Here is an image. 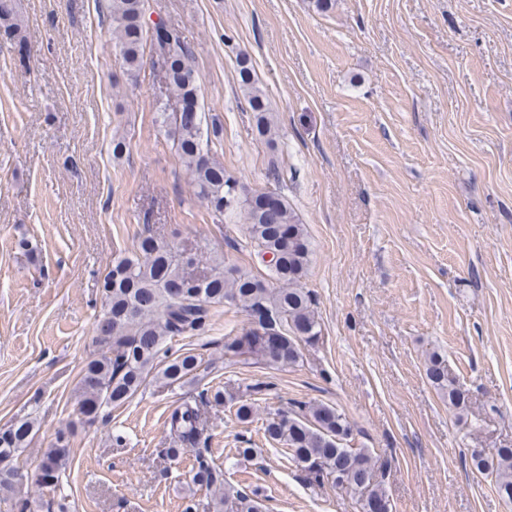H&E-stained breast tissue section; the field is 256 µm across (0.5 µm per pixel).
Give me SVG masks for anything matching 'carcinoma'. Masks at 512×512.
Listing matches in <instances>:
<instances>
[{
    "label": "carcinoma",
    "mask_w": 512,
    "mask_h": 512,
    "mask_svg": "<svg viewBox=\"0 0 512 512\" xmlns=\"http://www.w3.org/2000/svg\"><path fill=\"white\" fill-rule=\"evenodd\" d=\"M112 34L126 71H139L144 47L149 45L167 65L166 76L180 102L190 112H161L160 123L167 128L179 158L191 178L195 196L212 213L240 216L248 224V237L255 254L273 275L269 282L241 268L224 269L219 254L210 258V272L195 277L186 272L192 259L149 232L139 237L136 249L119 257L103 283L104 299L97 319V353L85 364L78 384V422L56 432L55 441L42 453L40 488L59 493V509L65 508L63 478L71 462V436L77 424H91L99 415L124 405L150 380L169 384L198 382L200 362L187 351L168 355L167 340L192 336L203 330L209 307L226 300L237 305L251 319L242 335L224 342V355L250 356L269 366H295L302 361V349L317 343L322 327L311 291L299 287L310 264V249L304 225L288 199L273 192L237 195L239 181L224 165L211 157L214 140L222 126L217 118L206 117L199 104V80L194 53L175 27L159 22L148 27L144 21L145 0H109ZM0 30L18 53L27 39L15 22L14 4L0 2ZM239 88L254 114L259 136L273 139L275 123L267 97L255 77L251 56H236ZM425 374L448 407L462 418L468 394L437 350L427 353ZM176 446L167 456L176 460L181 446L196 443L203 430L199 402L184 401L168 420ZM36 434V422L23 418L0 427V502L11 512H25L21 497L24 479L18 476V456ZM266 436L285 447L295 467L323 478L338 489L349 491L359 512H373L372 504L386 503L389 496L382 483L385 464L369 448H353L348 442L353 425L335 407L300 401L286 413L267 420ZM472 467L494 478L498 495L512 501V448H499L489 456L475 449ZM193 480L208 492L204 512H264L263 504L242 489L224 484V474L202 455L196 456Z\"/></svg>",
    "instance_id": "1"
}]
</instances>
